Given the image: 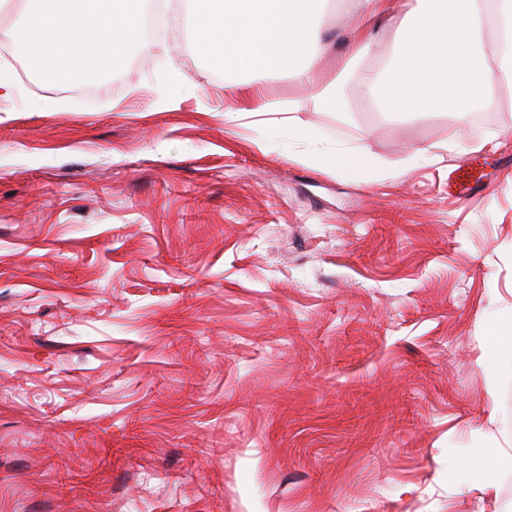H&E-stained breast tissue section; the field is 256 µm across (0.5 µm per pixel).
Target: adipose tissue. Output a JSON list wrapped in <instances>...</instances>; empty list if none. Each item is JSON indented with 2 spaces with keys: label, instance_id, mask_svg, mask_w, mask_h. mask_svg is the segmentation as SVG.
<instances>
[{
  "label": "adipose tissue",
  "instance_id": "ef3b65f1",
  "mask_svg": "<svg viewBox=\"0 0 512 512\" xmlns=\"http://www.w3.org/2000/svg\"><path fill=\"white\" fill-rule=\"evenodd\" d=\"M397 0H348L356 20L352 55L336 74L325 72L329 45L322 37L329 0H188L199 46L229 74H280L322 97L350 64L365 62L361 97L387 112L424 116L443 98L458 96L463 78L476 77L487 95L512 86V0H413L399 23V35L384 62L368 60L366 20L392 15ZM144 0H26L24 27H0V41L25 45L31 56L51 52L56 77L75 82L94 63L124 60L138 39ZM308 161L333 167L359 182L371 181L376 157L340 145L315 148ZM488 374L512 365V306L486 329ZM512 467V439L480 449L472 473L492 485L496 471Z\"/></svg>",
  "mask_w": 512,
  "mask_h": 512
}]
</instances>
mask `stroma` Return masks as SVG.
<instances>
[{"label":"stroma","instance_id":"35a3bbf8","mask_svg":"<svg viewBox=\"0 0 512 512\" xmlns=\"http://www.w3.org/2000/svg\"><path fill=\"white\" fill-rule=\"evenodd\" d=\"M135 53L87 90L0 51V512H512L466 466L512 435V88L461 126L273 84L366 184L225 121L182 26ZM306 159L321 168L334 167L344 175L359 182L371 181L379 169L377 158L363 149L336 145V149L314 148ZM333 162L336 164L333 165ZM490 359L486 372L494 375L503 365H512V304L486 329Z\"/></svg>","mask_w":512,"mask_h":512}]
</instances>
